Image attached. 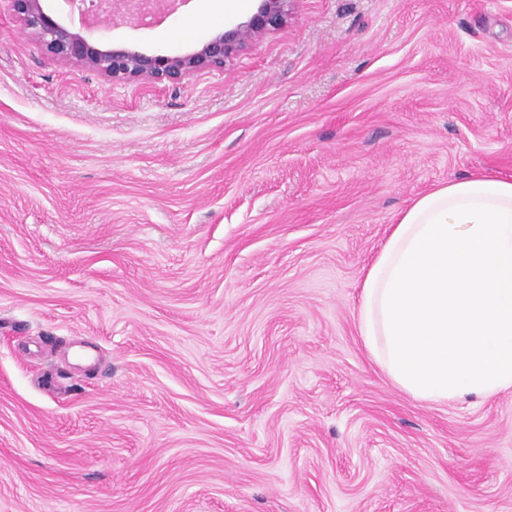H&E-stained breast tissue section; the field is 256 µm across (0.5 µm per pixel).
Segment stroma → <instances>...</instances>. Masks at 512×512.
Wrapping results in <instances>:
<instances>
[{
  "label": "stroma",
  "instance_id": "obj_1",
  "mask_svg": "<svg viewBox=\"0 0 512 512\" xmlns=\"http://www.w3.org/2000/svg\"><path fill=\"white\" fill-rule=\"evenodd\" d=\"M478 172L512 177V0H292L177 84L0 0V512H512V391L416 401L356 328L400 213ZM13 11L58 64L77 65L112 82L148 80L179 83L195 72L224 67L247 43L279 27L288 15L290 0H262L246 23L216 32L198 49L183 55L146 54L128 47L94 42L48 13L46 0H9Z\"/></svg>",
  "mask_w": 512,
  "mask_h": 512
}]
</instances>
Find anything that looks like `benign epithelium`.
I'll return each instance as SVG.
<instances>
[{
	"label": "benign epithelium",
	"mask_w": 512,
	"mask_h": 512,
	"mask_svg": "<svg viewBox=\"0 0 512 512\" xmlns=\"http://www.w3.org/2000/svg\"><path fill=\"white\" fill-rule=\"evenodd\" d=\"M97 5L99 26L112 24L115 2L124 18L145 25L155 15L156 0H69ZM13 11L58 64L77 65L112 81L148 80L178 83L195 72L222 68L247 43L279 27L288 15L290 0H262L258 12L245 24L213 34L198 49L183 55L146 54L128 47L94 42L55 19L44 0H10Z\"/></svg>",
	"instance_id": "obj_1"
}]
</instances>
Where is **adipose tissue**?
<instances>
[{
    "label": "adipose tissue",
    "instance_id": "obj_1",
    "mask_svg": "<svg viewBox=\"0 0 512 512\" xmlns=\"http://www.w3.org/2000/svg\"><path fill=\"white\" fill-rule=\"evenodd\" d=\"M357 332L416 400L512 390V177L418 195L363 277Z\"/></svg>",
    "mask_w": 512,
    "mask_h": 512
}]
</instances>
